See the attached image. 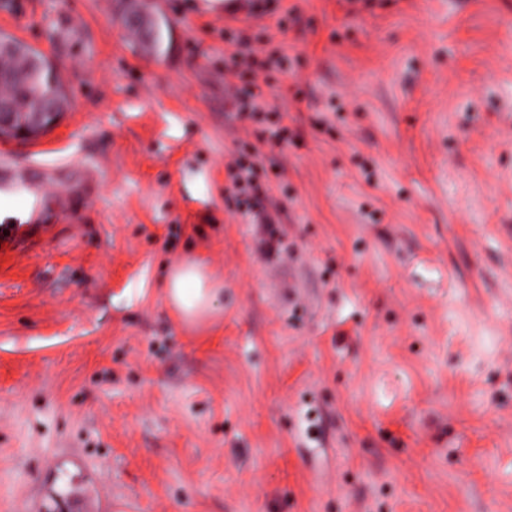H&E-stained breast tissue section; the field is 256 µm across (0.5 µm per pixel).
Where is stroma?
<instances>
[{"mask_svg":"<svg viewBox=\"0 0 512 512\" xmlns=\"http://www.w3.org/2000/svg\"><path fill=\"white\" fill-rule=\"evenodd\" d=\"M20 2L70 104L0 141L51 197L0 215V512H512V0H148L158 52L121 0ZM238 29L288 53L272 113L231 108ZM247 144L276 250L224 200ZM166 289L170 305L182 320L189 323L208 316L214 297L222 290L211 282L202 264L193 258L172 268Z\"/></svg>","mask_w":512,"mask_h":512,"instance_id":"35a3bbf8","label":"stroma"}]
</instances>
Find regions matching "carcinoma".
Here are the masks:
<instances>
[{
    "mask_svg": "<svg viewBox=\"0 0 512 512\" xmlns=\"http://www.w3.org/2000/svg\"><path fill=\"white\" fill-rule=\"evenodd\" d=\"M125 18L135 19L132 28L142 37L160 45L162 34L158 27L147 21L141 11L124 10ZM33 64L25 55L0 54V109L8 112H32L35 109L51 110L55 104L36 95L37 88L28 84Z\"/></svg>",
    "mask_w": 512,
    "mask_h": 512,
    "instance_id": "1",
    "label": "carcinoma"
}]
</instances>
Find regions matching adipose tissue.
<instances>
[{"instance_id": "ef3b65f1", "label": "adipose tissue", "mask_w": 512, "mask_h": 512, "mask_svg": "<svg viewBox=\"0 0 512 512\" xmlns=\"http://www.w3.org/2000/svg\"><path fill=\"white\" fill-rule=\"evenodd\" d=\"M219 291V286L211 282L202 264L192 258L173 267L167 278L168 301L180 318L189 323L210 314L213 299Z\"/></svg>"}]
</instances>
